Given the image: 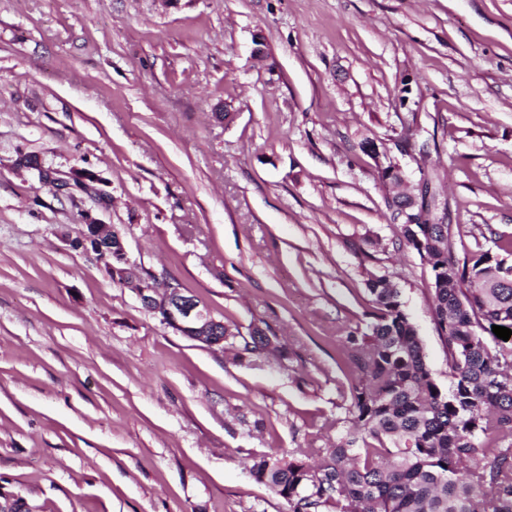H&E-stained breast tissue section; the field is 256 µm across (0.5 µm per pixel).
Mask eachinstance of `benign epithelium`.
Masks as SVG:
<instances>
[{
	"instance_id": "obj_1",
	"label": "benign epithelium",
	"mask_w": 512,
	"mask_h": 512,
	"mask_svg": "<svg viewBox=\"0 0 512 512\" xmlns=\"http://www.w3.org/2000/svg\"><path fill=\"white\" fill-rule=\"evenodd\" d=\"M87 233L84 237L95 239L107 245L111 269L126 274L124 265L129 263L128 255L119 232L110 224L86 217ZM134 289L143 304L160 315V321L173 331L191 337L209 348H224V321L216 319L202 303L169 288L159 293L147 281L124 279Z\"/></svg>"
}]
</instances>
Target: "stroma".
I'll return each instance as SVG.
<instances>
[{"instance_id":"obj_1","label":"stroma","mask_w":512,"mask_h":512,"mask_svg":"<svg viewBox=\"0 0 512 512\" xmlns=\"http://www.w3.org/2000/svg\"><path fill=\"white\" fill-rule=\"evenodd\" d=\"M263 46L264 60L253 51ZM29 156L86 187L57 194ZM435 180L453 254L512 244V0H0V495L30 512H288L252 456L350 427L387 276L440 388L427 262L381 167ZM114 225L242 344L175 333L74 247Z\"/></svg>"}]
</instances>
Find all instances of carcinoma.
I'll list each match as a JSON object with an SVG mask.
<instances>
[{"label":"carcinoma","mask_w":512,"mask_h":512,"mask_svg":"<svg viewBox=\"0 0 512 512\" xmlns=\"http://www.w3.org/2000/svg\"><path fill=\"white\" fill-rule=\"evenodd\" d=\"M409 224L404 238L432 271L436 329L448 356V391L432 377L400 292L387 277L368 282V331L347 336L344 361L359 375L352 427L316 466L298 458L252 457L251 476L288 512H512V276L506 259L478 249L459 263L450 225ZM490 336H484V333ZM242 351L259 355L265 330ZM470 463L461 472L458 464Z\"/></svg>","instance_id":"carcinoma-1"}]
</instances>
